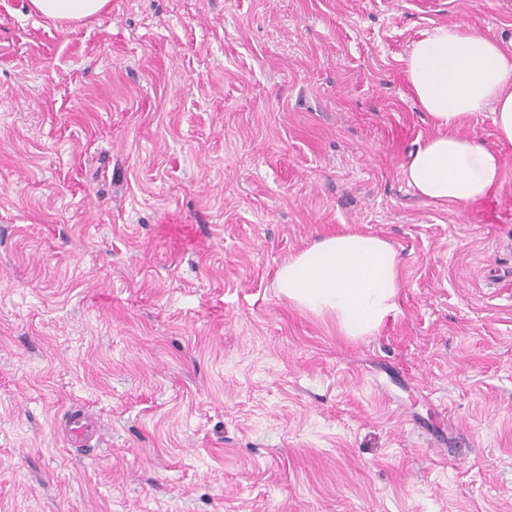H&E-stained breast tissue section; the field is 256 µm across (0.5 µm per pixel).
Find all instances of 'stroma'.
Segmentation results:
<instances>
[{"label":"stroma","mask_w":512,"mask_h":512,"mask_svg":"<svg viewBox=\"0 0 512 512\" xmlns=\"http://www.w3.org/2000/svg\"><path fill=\"white\" fill-rule=\"evenodd\" d=\"M438 25L512 53V0H0V512H512V145L463 126L466 209L402 174ZM344 231L401 260L354 342L274 284ZM110 0H29L30 10L56 22L82 20L105 10ZM61 427L67 444L78 454L89 453L101 435L100 426L81 408L70 409L64 415Z\"/></svg>","instance_id":"35a3bbf8"}]
</instances>
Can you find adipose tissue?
<instances>
[{"instance_id": "adipose-tissue-1", "label": "adipose tissue", "mask_w": 512, "mask_h": 512, "mask_svg": "<svg viewBox=\"0 0 512 512\" xmlns=\"http://www.w3.org/2000/svg\"><path fill=\"white\" fill-rule=\"evenodd\" d=\"M110 0H29L30 10L64 23L105 10ZM414 99L439 128L411 154L403 176L429 203L466 207L501 186L499 150L460 135L483 111L493 114L499 142L512 144V55L494 34L438 26L404 60ZM399 255L386 239L358 232L323 237L278 267L275 286L300 310L332 316L340 335H376L399 310Z\"/></svg>"}]
</instances>
